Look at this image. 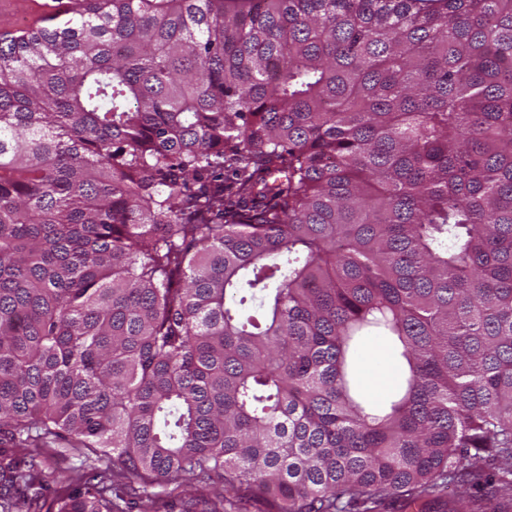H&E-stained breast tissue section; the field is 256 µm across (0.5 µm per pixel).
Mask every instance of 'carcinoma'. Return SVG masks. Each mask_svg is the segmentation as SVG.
<instances>
[{"label": "carcinoma", "instance_id": "obj_1", "mask_svg": "<svg viewBox=\"0 0 512 512\" xmlns=\"http://www.w3.org/2000/svg\"><path fill=\"white\" fill-rule=\"evenodd\" d=\"M64 14L0 34V484L61 443L105 467L46 512H512V0ZM355 384L359 392L378 405L385 404L395 395L403 378L404 370L396 360L391 345L382 337L367 338L361 345L356 362ZM366 377L386 379L377 386L366 382ZM195 485L192 481H184L179 487H177V484H170L165 487L166 491H172L171 494H168L171 511L184 512L189 510L201 512L207 507L204 501L197 496Z\"/></svg>", "mask_w": 512, "mask_h": 512}]
</instances>
